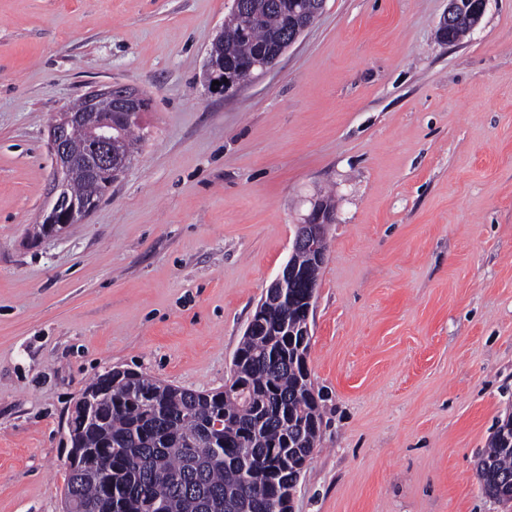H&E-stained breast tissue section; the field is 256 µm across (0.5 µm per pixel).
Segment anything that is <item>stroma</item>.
Segmentation results:
<instances>
[{
    "label": "stroma",
    "instance_id": "obj_1",
    "mask_svg": "<svg viewBox=\"0 0 512 512\" xmlns=\"http://www.w3.org/2000/svg\"><path fill=\"white\" fill-rule=\"evenodd\" d=\"M230 5L0 0V512H64L68 411L106 371L223 388L326 198L293 512H512L476 473L512 411V0L452 45L448 0H327L224 94L204 65ZM113 85L149 101L140 149L37 238L49 124Z\"/></svg>",
    "mask_w": 512,
    "mask_h": 512
}]
</instances>
